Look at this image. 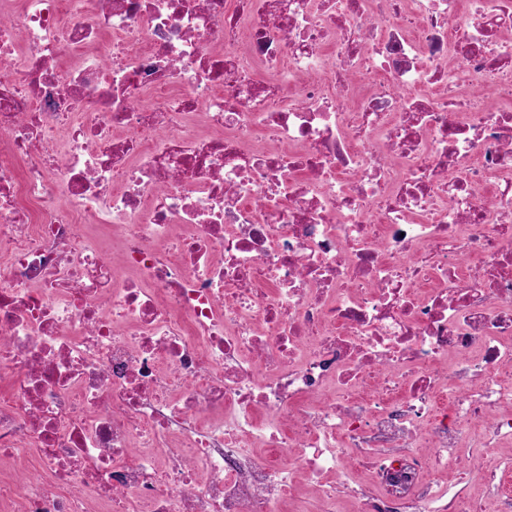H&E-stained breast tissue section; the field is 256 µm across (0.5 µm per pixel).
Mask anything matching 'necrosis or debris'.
<instances>
[{"mask_svg":"<svg viewBox=\"0 0 512 512\" xmlns=\"http://www.w3.org/2000/svg\"><path fill=\"white\" fill-rule=\"evenodd\" d=\"M512 442V0H0V512H483ZM476 450L477 449L475 448H465L463 450L461 458L463 459L462 462L467 464V467L465 469L458 467V469L464 474L465 479L461 484L456 486L454 490L463 489L467 493L474 494L481 499L487 509L494 510L497 508L496 499L490 494L489 489L483 484L480 472L474 468L472 463H469L466 460L471 458L472 455L475 454Z\"/></svg>","mask_w":512,"mask_h":512,"instance_id":"4bbe7bcc","label":"necrosis or debris"}]
</instances>
